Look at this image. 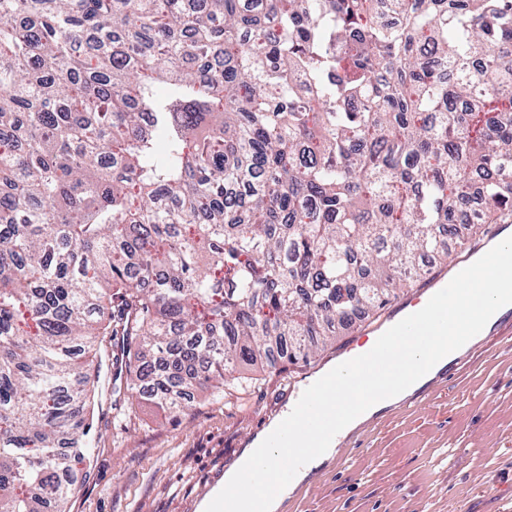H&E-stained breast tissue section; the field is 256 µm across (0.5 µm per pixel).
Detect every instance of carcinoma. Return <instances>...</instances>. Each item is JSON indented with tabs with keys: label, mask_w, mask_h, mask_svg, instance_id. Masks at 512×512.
Listing matches in <instances>:
<instances>
[{
	"label": "carcinoma",
	"mask_w": 512,
	"mask_h": 512,
	"mask_svg": "<svg viewBox=\"0 0 512 512\" xmlns=\"http://www.w3.org/2000/svg\"><path fill=\"white\" fill-rule=\"evenodd\" d=\"M203 2L0 0V512L512 222V0Z\"/></svg>",
	"instance_id": "carcinoma-1"
}]
</instances>
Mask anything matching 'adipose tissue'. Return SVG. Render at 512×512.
<instances>
[{"label":"adipose tissue","instance_id":"obj_1","mask_svg":"<svg viewBox=\"0 0 512 512\" xmlns=\"http://www.w3.org/2000/svg\"><path fill=\"white\" fill-rule=\"evenodd\" d=\"M481 287L487 293L486 299L470 314L467 321L450 331L447 350H438L432 344L417 346L407 336L388 337L385 348L389 357L413 369L414 381L388 389L381 397L359 401L357 409L347 412L345 419L337 423L339 432H350L371 416L398 403L416 388L433 379L449 362L480 339L482 331L490 328L503 314L505 306L512 303V286L502 283L498 277L482 278ZM268 442L267 434H258L224 473V494L237 499L239 512H280L295 487L315 468L333 458L336 445L331 438L320 441L307 435L297 437V447L304 450L302 457L298 458L294 454H285L269 447ZM285 461L290 464V482L261 496L251 491H243L245 480L261 479Z\"/></svg>","mask_w":512,"mask_h":512}]
</instances>
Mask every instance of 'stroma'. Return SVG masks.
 <instances>
[{
    "instance_id": "obj_1",
    "label": "stroma",
    "mask_w": 512,
    "mask_h": 512,
    "mask_svg": "<svg viewBox=\"0 0 512 512\" xmlns=\"http://www.w3.org/2000/svg\"><path fill=\"white\" fill-rule=\"evenodd\" d=\"M338 331L309 364L272 357L242 371L221 400L196 393L183 411L112 407L95 396L92 446L68 512H199L251 438L287 411L304 377L364 343ZM349 432L344 464L327 462L289 496L286 512H504L512 505V315L427 384Z\"/></svg>"
}]
</instances>
